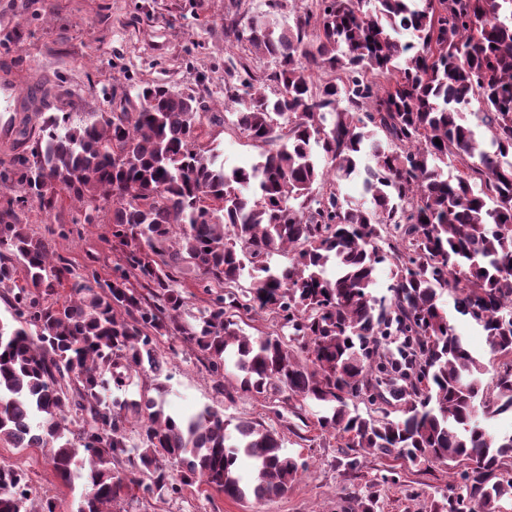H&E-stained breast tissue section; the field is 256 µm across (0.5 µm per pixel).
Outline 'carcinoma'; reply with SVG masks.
I'll return each mask as SVG.
<instances>
[{
	"label": "carcinoma",
	"mask_w": 512,
	"mask_h": 512,
	"mask_svg": "<svg viewBox=\"0 0 512 512\" xmlns=\"http://www.w3.org/2000/svg\"><path fill=\"white\" fill-rule=\"evenodd\" d=\"M266 6L257 25L225 27L274 63L224 69L228 124L261 148L252 166L225 169L196 98L162 83L140 87L135 112L18 130L24 149L0 166L17 192L0 204V442L42 448L81 482L76 512H128L193 485L242 503L287 494L305 464L275 430L242 418L230 432L213 406L165 412L168 336L170 354L184 343L202 356L229 406L279 396L304 424L321 408L312 425L348 449L344 469L367 456L444 465L434 512H509L512 432L477 419L512 413V0H315L287 26L274 22L283 0ZM354 175L358 202L341 190ZM67 200L72 224L111 225L115 276L93 260L74 273L30 229L29 212ZM187 265L209 295L191 327ZM245 277L249 291L232 292ZM445 294L482 328L489 361L456 332ZM266 310L288 334L244 333L240 315ZM379 500L375 482L355 497L358 512ZM0 512L58 504L1 464Z\"/></svg>",
	"instance_id": "obj_1"
}]
</instances>
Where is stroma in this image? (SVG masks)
Wrapping results in <instances>:
<instances>
[{
  "label": "stroma",
  "mask_w": 512,
  "mask_h": 512,
  "mask_svg": "<svg viewBox=\"0 0 512 512\" xmlns=\"http://www.w3.org/2000/svg\"><path fill=\"white\" fill-rule=\"evenodd\" d=\"M265 11L266 0H0V72L15 73L23 86L47 92L48 112L30 117L38 130L50 112L69 113L71 125L78 126L104 112L140 109L138 89L153 82L194 96L204 111L220 115L224 69L231 60L248 56L258 72L272 66L264 55L245 53L241 45L225 41L224 23ZM204 131L223 150L226 166L258 160L259 148L244 136L220 124ZM54 249L77 269L93 256L100 272H109L112 265L106 224L82 226L79 233L56 239ZM163 383L167 413L222 406L191 347L168 357ZM223 408L226 420L254 418L274 427L285 453L306 463L291 490L260 505H244L189 488L177 499L131 503L129 512H356L353 493L369 480L380 485V512H431L447 492L448 470L443 466L370 456L359 472L346 471L335 439L314 431L304 441L286 428L280 416L288 407L281 402L264 405L245 398ZM0 464L26 471L40 491L57 498L62 512H74L78 491L61 481L41 449L0 445Z\"/></svg>",
  "instance_id": "stroma-1"
}]
</instances>
